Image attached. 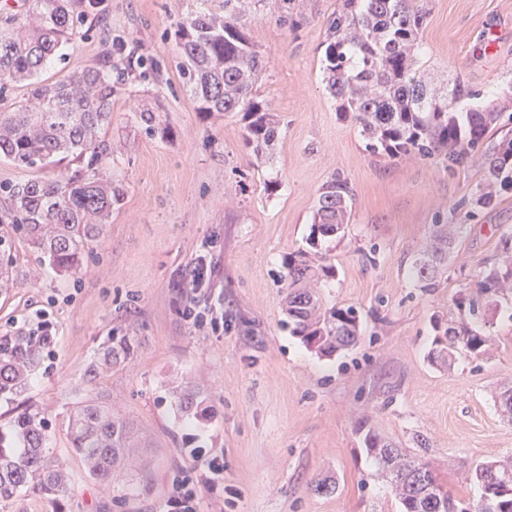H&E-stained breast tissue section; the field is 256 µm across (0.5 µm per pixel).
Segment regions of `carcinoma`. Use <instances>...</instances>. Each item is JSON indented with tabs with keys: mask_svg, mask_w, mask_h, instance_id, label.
<instances>
[{
	"mask_svg": "<svg viewBox=\"0 0 512 512\" xmlns=\"http://www.w3.org/2000/svg\"><path fill=\"white\" fill-rule=\"evenodd\" d=\"M266 0H224V13L199 8L178 24L174 38L179 71L190 100L199 112L242 113L244 140L257 157L274 146L280 120L256 94L254 85L265 65L244 32ZM97 8V0H32L26 24L5 16L0 29V101L15 86L26 84L24 102L0 109V157L19 167L47 169L66 157L82 163L71 174L35 177L23 183L0 184L6 207L1 224H15L25 233L41 261L53 269L78 275L82 259L99 241L121 189L101 171L112 160L105 139L112 120L115 82L103 63L77 69L54 83L39 80L46 66L60 57L79 18ZM427 14L417 0H339L329 25L321 60L324 80L336 111L350 118L374 156L391 160L415 156L435 160L448 169L464 164L482 144L500 113L460 109L474 92L461 80L451 87H431L417 77L416 49ZM140 127L149 136L165 137L170 129L157 111H139ZM486 184L479 202L492 201L499 189L512 188V140L482 158ZM352 190L333 178L317 200L310 244L335 237L346 228ZM461 224H439L410 270L419 287H436L437 261L461 232ZM286 313L291 333L323 354L356 344L359 315L353 307L321 308L313 285L334 276L330 265L313 262L300 251L285 263ZM478 295L512 320V304L499 297L512 291V267L486 265L476 281ZM445 339L434 340L432 361L452 364L456 354L479 358L495 339L461 316L448 321ZM52 337L43 331L0 336V401L16 402L41 368ZM134 353L127 336H109L97 348L83 377L93 383L124 364ZM180 413L204 420L209 406L194 388L173 392ZM14 447L0 431V503L37 496L58 507L69 496L67 476L47 448V422L27 406L9 424ZM67 433L74 452L94 479L112 478V466L132 447L134 424L112 413L99 397H90L69 412ZM364 443L390 483L403 512H512V460L481 461L471 468L480 491L474 504L454 501L437 481L430 463L367 432Z\"/></svg>",
	"mask_w": 512,
	"mask_h": 512,
	"instance_id": "1",
	"label": "carcinoma"
}]
</instances>
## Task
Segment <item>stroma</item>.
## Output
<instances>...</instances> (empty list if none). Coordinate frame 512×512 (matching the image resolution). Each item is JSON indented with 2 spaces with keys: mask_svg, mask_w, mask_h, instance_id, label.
I'll list each match as a JSON object with an SVG mask.
<instances>
[{
  "mask_svg": "<svg viewBox=\"0 0 512 512\" xmlns=\"http://www.w3.org/2000/svg\"><path fill=\"white\" fill-rule=\"evenodd\" d=\"M198 4L101 0L44 73L60 80L107 56L125 73L112 98L107 168L124 199L82 273L40 264L23 233L0 224V263L24 279L0 294V336L42 328L53 338L24 398L45 416L68 475L63 512H166L185 477L198 483L197 512H401L366 455L368 430L411 453L424 439L444 490L477 500L470 467L512 455V424L493 400L512 385V322L482 308L475 323L496 340L489 358L461 354L445 368L429 352L435 322L456 317L480 269L499 260L501 236L512 230V190L478 204L486 176L479 157L449 170L370 155L322 81L338 0H298L293 27L278 22L273 0L249 20L247 34L265 57L256 91L281 117L273 150L256 159L240 116L196 111L183 86L173 32ZM424 6L420 72L438 87L460 78L479 104L501 110L480 147L492 152L512 138V99L502 93L512 80V0ZM157 103L172 132L149 138L135 114ZM334 177L352 188V211L344 236L319 242L336 276L317 294L323 307H356L361 325L355 346L324 357L284 326L282 276L288 254L307 248L320 190ZM439 224L465 231L426 292L408 269ZM200 254L211 257L214 274L196 296L188 283ZM189 307L212 317L194 325ZM111 334L135 341L133 359L85 383ZM179 385L208 397V420L183 421L171 396ZM90 396L138 431L108 482L88 476L67 435L69 410ZM193 448L223 456L225 493L209 491ZM325 476L336 492L314 494L312 481Z\"/></svg>",
  "mask_w": 512,
  "mask_h": 512,
  "instance_id": "35a3bbf8",
  "label": "stroma"
}]
</instances>
